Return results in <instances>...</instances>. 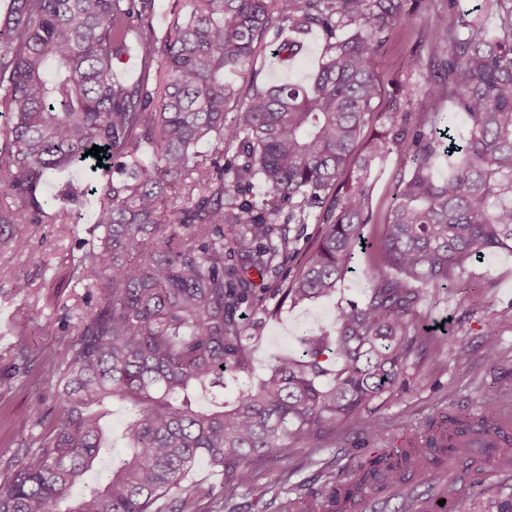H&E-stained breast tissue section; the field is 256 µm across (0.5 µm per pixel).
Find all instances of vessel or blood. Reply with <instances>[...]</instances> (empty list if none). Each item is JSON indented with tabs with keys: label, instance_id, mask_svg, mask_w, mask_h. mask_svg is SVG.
I'll return each instance as SVG.
<instances>
[{
	"label": "vessel or blood",
	"instance_id": "vessel-or-blood-1",
	"mask_svg": "<svg viewBox=\"0 0 512 512\" xmlns=\"http://www.w3.org/2000/svg\"><path fill=\"white\" fill-rule=\"evenodd\" d=\"M481 448L473 442L467 461H449L445 454H438L435 464L426 472L411 473L404 480H382L363 484L350 498L339 501L337 512H388L390 506L401 504L403 512H457L456 504L440 507L449 482L462 486L475 485L472 472L473 458Z\"/></svg>",
	"mask_w": 512,
	"mask_h": 512
}]
</instances>
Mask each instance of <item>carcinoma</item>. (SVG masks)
Wrapping results in <instances>:
<instances>
[{
    "mask_svg": "<svg viewBox=\"0 0 512 512\" xmlns=\"http://www.w3.org/2000/svg\"><path fill=\"white\" fill-rule=\"evenodd\" d=\"M481 2L494 29L463 12L435 19L427 48L438 68L425 110L411 111V92L393 81L387 123L341 185L384 93L382 35L394 22L409 25L402 0H191L190 15L161 38L154 0H9L0 20V186L11 202H0V224L42 223L41 185L97 161L93 146L108 169L91 188L99 234L74 266L83 310L72 326H46L64 343L55 424L0 480V512H186L191 499L225 512L245 463L309 447L371 401L407 389L405 367L425 343L424 298L475 283L477 262L512 249V0ZM345 27L351 35L336 38ZM284 28L285 60L312 30L323 34L317 72L305 86H253L242 123L224 125L239 97L226 74L252 65L259 38ZM132 40L145 74L163 71L158 96L146 79L115 77ZM446 97L456 111L440 112ZM203 141L215 142L214 157L196 152ZM233 142V159L220 164ZM394 149L402 173L364 270V297L337 306L329 327L305 332L302 354L274 356L258 386L201 408L200 393L249 372L241 309L276 316L286 303L331 295L351 271L373 223L366 173ZM446 156L448 176L436 179ZM256 180L272 196L261 207L246 199ZM315 207L322 230L305 255L277 218ZM291 258L292 278L254 286L251 272L276 274ZM110 399L132 405L126 453L75 495L107 440L93 407ZM507 425L512 418L491 403L476 417L431 421L395 456L370 460L363 479L421 468L443 449L462 456L474 436L512 470V447L501 444ZM202 458L222 469L220 485H184ZM340 485L329 475L297 494L300 512H331Z\"/></svg>",
    "mask_w": 512,
    "mask_h": 512,
    "instance_id": "1",
    "label": "carcinoma"
}]
</instances>
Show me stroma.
<instances>
[{"instance_id": "1", "label": "stroma", "mask_w": 512, "mask_h": 512, "mask_svg": "<svg viewBox=\"0 0 512 512\" xmlns=\"http://www.w3.org/2000/svg\"><path fill=\"white\" fill-rule=\"evenodd\" d=\"M405 10L411 24L388 32L377 56V72L386 86L394 75H401L420 96L432 71L429 30L437 16L447 14L448 0H406ZM278 45L274 33H267L252 68L229 74V81L244 93L263 83L303 84L325 52V41L316 32L308 35L303 54L295 60L279 61ZM398 165L394 153L372 164L374 218H381L392 203ZM68 211L63 222L0 226V233L10 240L8 247L0 249V470L32 435L44 431L58 409L51 363L61 345L42 329L61 323L66 313L80 305L84 288L72 270L96 236L92 197ZM356 264L357 271L347 274L332 298L288 307L272 318L248 315L250 331L259 338L251 371L237 379L225 377V399H232L241 386L257 385L273 355L296 351L297 336L327 324L341 301L363 297L359 269L365 261L360 258ZM479 269L483 277L473 287L442 290L422 303L421 319L434 328L435 335L411 358L407 390L374 400L343 433L324 437L315 447L296 446L281 456L253 461L248 481L231 503L233 512H273L272 502L280 492H308L328 475L345 480L375 451L399 448L415 427L448 414H479L486 400L512 412V251L488 255ZM18 277L28 281L27 292H16ZM491 338L498 346L492 360L485 349ZM21 349L31 353V364L17 360ZM102 413L108 447L101 454L98 471L86 477L91 484L122 456L121 435L130 420L128 407L120 402L105 404ZM507 501H512V472L491 464L480 491L466 494L464 512H499Z\"/></svg>"}]
</instances>
